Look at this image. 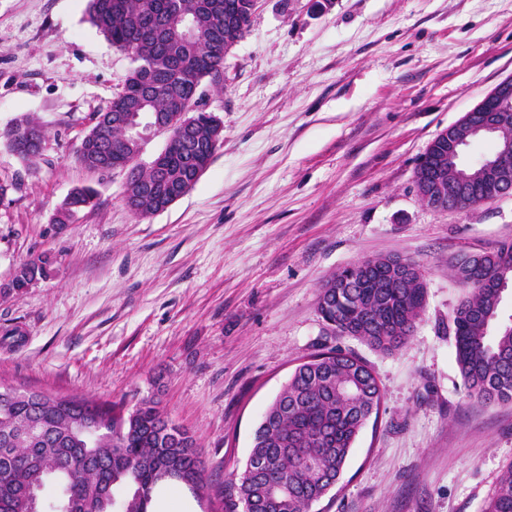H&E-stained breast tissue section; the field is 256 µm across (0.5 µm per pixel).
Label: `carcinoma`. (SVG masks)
I'll list each match as a JSON object with an SVG mask.
<instances>
[{
	"label": "carcinoma",
	"instance_id": "obj_1",
	"mask_svg": "<svg viewBox=\"0 0 512 512\" xmlns=\"http://www.w3.org/2000/svg\"><path fill=\"white\" fill-rule=\"evenodd\" d=\"M89 0L90 22L115 48L133 56L122 90L100 113L79 150L82 165L94 170L113 168L112 150L141 139L139 131L117 120L137 103L140 114H180L194 111L197 89L206 77L216 81L224 68V41L241 40L248 28L252 0ZM195 20L193 40L180 37L184 17ZM41 123L26 117L11 132L9 146L28 162L39 153ZM200 147L210 159L209 131L198 125L192 140L166 144L168 182L187 176L189 155ZM150 165L133 164L127 182L153 184ZM99 204L91 187L74 189L65 211L73 213ZM512 255V242L488 252L486 263L462 256L454 270L466 296L453 312L456 362L469 396L484 402H512V325L491 329L487 315L499 309L484 286L492 274V257ZM52 261L41 257L20 267L18 290L27 276H50ZM424 274L402 280L388 277L379 288L368 287L365 272L343 268L321 285L318 311L333 321L334 333L352 336L381 351L401 346L424 311ZM382 389L369 366L340 348L318 353L295 368L256 428L249 457L265 461L254 473L250 463L238 479L220 490L222 512H277L267 502L268 487L288 488L285 512H309V502L328 494L338 482L360 430L379 407ZM116 407L107 402L72 396L67 407L45 399L37 403L20 392L0 399V512H14L13 503L29 488L53 481L69 488V512H114L113 489L127 491L119 512H149L154 487L165 482L163 468L182 469L203 489L208 478L203 461L187 431L173 424L159 402L144 400L129 412L124 430L114 427ZM43 417L52 436L29 438V425ZM89 417L98 434L87 449L71 442L73 422ZM483 512H512V463L506 466Z\"/></svg>",
	"mask_w": 512,
	"mask_h": 512
}]
</instances>
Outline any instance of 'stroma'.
I'll return each mask as SVG.
<instances>
[{
    "label": "stroma",
    "instance_id": "stroma-1",
    "mask_svg": "<svg viewBox=\"0 0 512 512\" xmlns=\"http://www.w3.org/2000/svg\"><path fill=\"white\" fill-rule=\"evenodd\" d=\"M86 9L0 0V383L126 412L158 399L219 487L242 473L295 367L337 346L371 366L383 398L311 512H483L512 463V403L466 393L453 270L512 241V194L437 212L415 171L512 76V0H256L219 81L198 90L223 125L211 164L145 217L124 203L126 170L78 159L130 67ZM25 115L46 130L33 165L6 138ZM79 186L97 191L98 207L55 223ZM394 254L424 265L413 335L391 352L334 335L318 312L322 282ZM43 255L54 261L46 280L5 291ZM218 506L165 482L149 509Z\"/></svg>",
    "mask_w": 512,
    "mask_h": 512
}]
</instances>
